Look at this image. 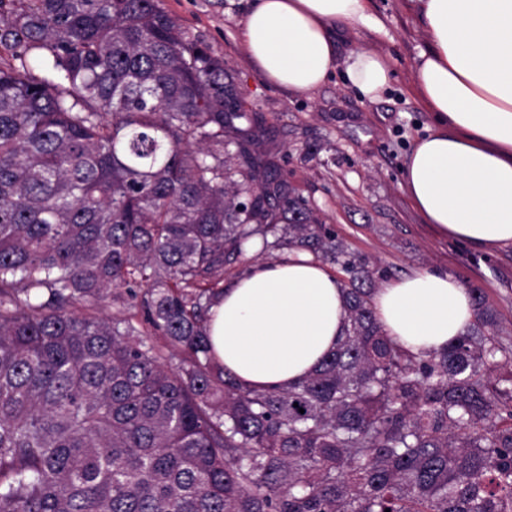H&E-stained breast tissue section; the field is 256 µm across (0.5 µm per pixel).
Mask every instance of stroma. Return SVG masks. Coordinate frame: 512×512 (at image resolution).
Masks as SVG:
<instances>
[{
	"instance_id": "obj_1",
	"label": "stroma",
	"mask_w": 512,
	"mask_h": 512,
	"mask_svg": "<svg viewBox=\"0 0 512 512\" xmlns=\"http://www.w3.org/2000/svg\"><path fill=\"white\" fill-rule=\"evenodd\" d=\"M192 36L223 57L248 111L273 131V148L300 193L326 215L355 252L378 260L392 278L441 270L482 288L497 315L494 332L512 348V246L477 251L436 236L409 204L403 168L431 117L412 91L427 47L424 21L411 0H371V25L350 47L384 56L389 88L370 101L344 72L308 93L267 81L244 54L239 23L248 0H160Z\"/></svg>"
}]
</instances>
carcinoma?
<instances>
[{
  "label": "carcinoma",
  "instance_id": "carcinoma-1",
  "mask_svg": "<svg viewBox=\"0 0 512 512\" xmlns=\"http://www.w3.org/2000/svg\"><path fill=\"white\" fill-rule=\"evenodd\" d=\"M271 142L159 0H0V512H512V350L483 291L445 348L394 342L384 271ZM257 244L334 266L348 311L265 392L207 334ZM114 288L140 322L96 313Z\"/></svg>",
  "mask_w": 512,
  "mask_h": 512
}]
</instances>
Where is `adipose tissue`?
<instances>
[{"label": "adipose tissue", "instance_id": "adipose-tissue-1", "mask_svg": "<svg viewBox=\"0 0 512 512\" xmlns=\"http://www.w3.org/2000/svg\"><path fill=\"white\" fill-rule=\"evenodd\" d=\"M428 47L414 93L434 126L403 172L409 203L442 237L477 250L512 245V0H413ZM369 0H252L240 23L244 53L271 83L317 89L337 67L364 97L390 81L376 52L338 53L337 33L371 22ZM376 317L401 346L427 354L474 321L468 288L419 271L374 295ZM347 319L336 275L304 250L247 269L216 299L208 323L215 360L260 390L305 379L335 349Z\"/></svg>", "mask_w": 512, "mask_h": 512}]
</instances>
